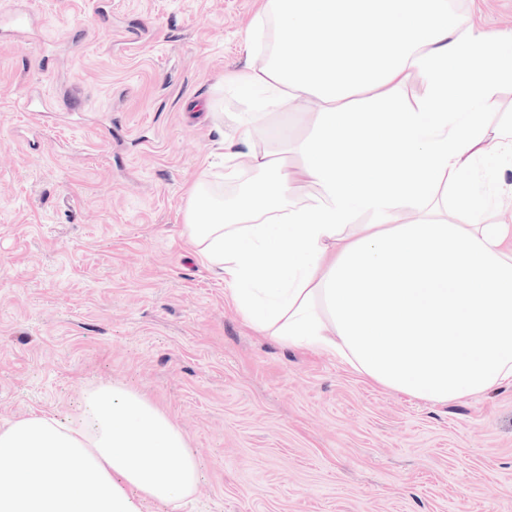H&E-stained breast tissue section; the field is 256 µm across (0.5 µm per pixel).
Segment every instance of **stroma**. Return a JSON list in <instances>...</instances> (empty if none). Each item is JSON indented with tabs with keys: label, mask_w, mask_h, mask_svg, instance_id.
<instances>
[{
	"label": "stroma",
	"mask_w": 512,
	"mask_h": 512,
	"mask_svg": "<svg viewBox=\"0 0 512 512\" xmlns=\"http://www.w3.org/2000/svg\"><path fill=\"white\" fill-rule=\"evenodd\" d=\"M265 2L0 0L41 18L0 39V427L118 384L186 436L193 512H512V386L432 405L283 345L186 240L188 188L255 110L234 76L263 62ZM451 10L512 34V0ZM318 110L262 116L257 150L299 167ZM473 179L512 226V158Z\"/></svg>",
	"instance_id": "stroma-1"
}]
</instances>
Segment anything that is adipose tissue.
<instances>
[{
  "mask_svg": "<svg viewBox=\"0 0 512 512\" xmlns=\"http://www.w3.org/2000/svg\"><path fill=\"white\" fill-rule=\"evenodd\" d=\"M265 14L267 62L235 82L267 111L318 99L315 133L297 173L251 153L258 177L232 203L193 185L189 241L282 344L432 404L512 384V228L488 223L493 199L471 179L512 153V127L486 121L512 85V42L463 28L448 0H267ZM412 76L428 95L409 107L394 93ZM371 143L383 156L357 161ZM199 478L182 431L122 386L0 428V512H184Z\"/></svg>",
  "mask_w": 512,
  "mask_h": 512,
  "instance_id": "ef3b65f1",
  "label": "adipose tissue"
}]
</instances>
